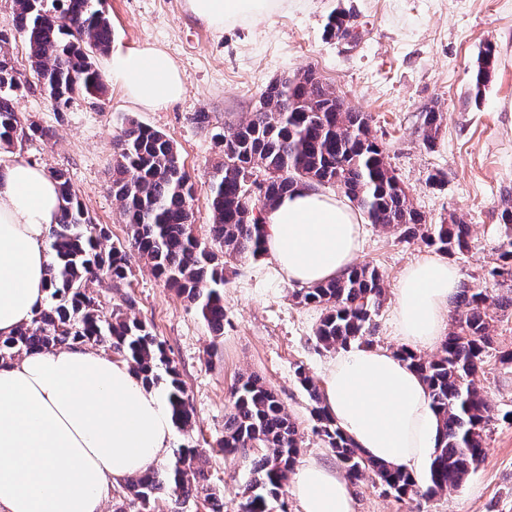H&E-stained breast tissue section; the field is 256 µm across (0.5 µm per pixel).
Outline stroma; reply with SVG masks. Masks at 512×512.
Returning <instances> with one entry per match:
<instances>
[{
    "mask_svg": "<svg viewBox=\"0 0 512 512\" xmlns=\"http://www.w3.org/2000/svg\"><path fill=\"white\" fill-rule=\"evenodd\" d=\"M112 20V50L144 43L165 50L177 63L185 92L161 111L132 103L122 86L108 82L102 100H73L57 111L39 86L20 94L17 109L54 131L0 149V166L21 158L45 172L66 170L93 223L107 225L112 243L125 242L127 227L110 189L113 138L133 118L166 134L176 145L196 187L194 232L208 238L212 216L207 184L218 149L211 130L194 124L196 112L213 122H236L252 112L272 80L310 69L346 104L368 113L371 130L414 206L427 222L456 215L472 226L468 251L453 257L463 281L481 283L495 265L501 242V194L512 189V0H286L258 21L217 32L199 22L186 0H106ZM336 11L353 16L358 37L347 44L325 31ZM495 49L481 91L473 75L486 45ZM436 106L443 114L434 149H425L420 114ZM441 172L442 186L429 174ZM419 240L367 225L357 264L384 275L387 299L372 322L375 346L397 348L392 312L404 269L430 254ZM122 291L99 289L104 313L120 294L131 296L133 316L151 325L165 342L194 408L189 430H175L172 450L197 445L209 486L224 497V512H238L250 477L251 458L224 455L229 393L254 375L278 395L302 435L301 456L337 467L335 456L313 430L308 398L295 371L304 367L322 380L337 352L319 346L314 330L320 308L293 297L294 284L271 257L241 260L224 273V333L217 336L196 310L165 286L143 262ZM479 385L500 414L486 434L484 462L456 492L418 503L385 493L371 481L353 488L355 512H512V364L489 357Z\"/></svg>",
    "mask_w": 512,
    "mask_h": 512,
    "instance_id": "1",
    "label": "stroma"
}]
</instances>
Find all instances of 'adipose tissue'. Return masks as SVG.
Wrapping results in <instances>:
<instances>
[{"label": "adipose tissue", "instance_id": "ef3b65f1", "mask_svg": "<svg viewBox=\"0 0 512 512\" xmlns=\"http://www.w3.org/2000/svg\"><path fill=\"white\" fill-rule=\"evenodd\" d=\"M187 2L194 17L220 31L270 16L283 0ZM106 72L149 110L164 109L184 91L176 62L149 43L109 54ZM59 208L57 186L40 167L17 159L0 168L1 337L28 324L46 298L47 232ZM265 222L269 255L302 287L341 277L361 250V215L338 195L299 187L267 210ZM460 283L443 256L410 265L393 311L399 350H342L324 379L327 410L353 444L415 475L439 432L427 387L399 351L443 341ZM172 434L161 396L101 350L35 348L0 360V512H102L113 484L164 463ZM290 488L299 512H354L350 483L317 461L296 465Z\"/></svg>", "mask_w": 512, "mask_h": 512}]
</instances>
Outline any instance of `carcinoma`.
Instances as JSON below:
<instances>
[{
  "label": "carcinoma",
  "instance_id": "cac0c4a2",
  "mask_svg": "<svg viewBox=\"0 0 512 512\" xmlns=\"http://www.w3.org/2000/svg\"><path fill=\"white\" fill-rule=\"evenodd\" d=\"M105 0H14L12 28L0 30V148L32 140L47 141L52 130L16 109L19 92L30 86L12 61L10 46L20 38L29 71L50 101L61 109L75 98L98 100L106 93L97 60L112 44ZM194 123L211 126L207 112ZM443 113L434 106L421 113L422 144L431 149ZM213 127V126H211ZM221 160L213 167L207 197L213 222L209 239L193 230L195 186L173 141L133 119L117 137L112 165V195L119 202L128 238L104 247L109 229L92 222L64 170L51 172L61 199L60 213L48 231L53 255L48 294L31 324L0 338V359L32 348L73 345L103 347L123 356L149 387L160 386L175 427L191 426L194 410L164 344L152 328L128 315L125 295L112 315H100L97 289L120 288L132 276L136 256L167 287L184 296L208 327L224 334V269L238 259L266 254L261 215L300 185L336 187L367 221L404 242L419 238L450 257L469 248L472 227L459 217L429 224L417 210L371 131V116L348 106L313 71L270 82L249 117L213 127ZM263 188L251 195L258 174ZM504 238L488 279L495 292L462 283L452 304L454 316L441 350L432 357L404 352L426 381L439 421L440 438L428 474L420 481L388 463L365 456L344 435L323 403V391L304 369L299 382L307 394L315 431L352 484L366 479L397 498L421 501L458 490L484 461L485 427L496 410L478 385L489 356L512 364V351L495 346L494 311H512V192L502 198ZM382 274L370 265L353 266L342 277L295 291L303 305L324 310L315 339L325 349L355 343L371 346L373 317L385 301ZM298 424L275 393L256 376L232 389L224 414L226 454L252 453L251 478L239 512H287L282 489L301 452ZM208 481L199 449H181L178 458L125 481L128 506L114 512H151L160 495L186 503Z\"/></svg>",
  "mask_w": 512,
  "mask_h": 512
}]
</instances>
